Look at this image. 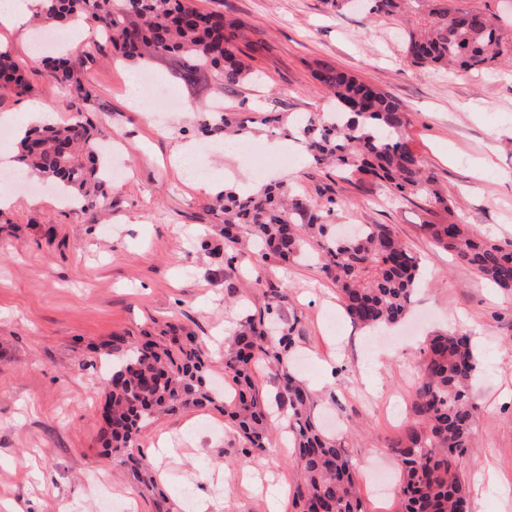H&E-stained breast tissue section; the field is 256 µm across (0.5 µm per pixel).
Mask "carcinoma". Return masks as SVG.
<instances>
[{"mask_svg":"<svg viewBox=\"0 0 512 512\" xmlns=\"http://www.w3.org/2000/svg\"><path fill=\"white\" fill-rule=\"evenodd\" d=\"M366 2L371 14L410 23L404 53L414 66L482 73L499 63L512 64V34L504 35L495 13L452 9L448 0ZM40 20L88 23L136 66L172 58L175 77L186 85L210 73L232 89L252 78L249 60L265 49L262 41L242 43L244 23L206 11L195 0H46ZM81 66V60L67 56L50 60L48 68L52 81L69 89L82 109L94 102V93L82 81ZM314 75L332 94L334 111L308 116L297 128L285 126L282 112L261 110L246 118L236 112H201L196 130L205 139L245 135L249 123L287 134L294 130L310 160L334 169L342 180L370 177L392 196L423 197L452 213V201L410 144L400 103L326 62L316 65ZM30 90L24 61L0 51V94L22 96ZM108 134L106 127L87 119L33 127L19 139L14 162L60 184L82 208L92 209L106 182L102 142ZM339 207L333 198L315 204L292 197L281 183H269L257 194L224 188L214 207L224 214V281L237 275L245 233L262 250L261 259L280 263L303 255L304 243L311 241L353 323L363 328L397 324L409 311L420 279L418 258L387 224H364L352 237H336ZM421 228L435 247L512 293L511 242L491 240L456 222H430ZM256 286L262 306L240 308L237 327L224 347V379L234 389L230 401H222L209 387L205 340L184 326L167 323L158 334L145 333L140 340L112 337L102 351L112 362V384L106 391L109 415L97 432L100 455L128 467L132 480L148 489L156 473L145 455L134 454L146 424L183 409L220 407L236 428L242 454L265 452L275 425L255 382L256 366L263 363L278 381V401L287 411L293 437V512H365L347 449L321 429L315 415L318 400L292 370L298 319L286 315V289L266 288L259 279ZM478 371V354L466 334L437 331L421 348L412 419L391 444L400 471V512H469L457 462L475 432L478 406L472 390Z\"/></svg>","mask_w":512,"mask_h":512,"instance_id":"1","label":"carcinoma"}]
</instances>
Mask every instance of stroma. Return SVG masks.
I'll return each instance as SVG.
<instances>
[{
    "instance_id": "obj_1",
    "label": "stroma",
    "mask_w": 512,
    "mask_h": 512,
    "mask_svg": "<svg viewBox=\"0 0 512 512\" xmlns=\"http://www.w3.org/2000/svg\"><path fill=\"white\" fill-rule=\"evenodd\" d=\"M257 30L268 51L256 54L258 79L224 92L213 79L185 86L170 60L146 71L112 58L92 34L76 51L96 102L87 117L111 128L126 175L108 181L94 212L64 206L57 188H29L15 167L0 164V193L15 203L0 212V512H99L108 494L115 512H155L154 493L134 485L96 448L97 410L105 399L100 345L114 334L141 335L167 322L205 339L210 384L224 382L219 357L238 318V304L258 298L257 283L288 290V315L299 318L297 373L335 398L319 408L339 420V438L358 474L376 464L393 471L392 441L403 432L414 395L425 336L438 329L475 340L481 373L472 447L458 461L471 512H512V294L482 280L433 246L422 225L424 200L389 198L375 182L349 184L315 167L299 143L255 127L253 156H295L270 177L292 194L349 204L348 224H387L418 257L424 278L402 326L373 332L355 326L320 266L299 260L281 266L247 248L235 293L201 241L217 246L224 225L211 210L217 190L253 181L250 159L203 155L211 189L186 184L175 166L197 142L195 113L220 101L229 112L263 107L288 114L325 112L330 96L312 71L322 61L351 71L395 97L407 113L413 148L453 203V219L491 239L512 241V68L491 73L412 66L402 52L399 18L360 7L330 10L324 0H196ZM29 94L0 97V113L26 120L37 100L58 123L76 117L67 88L53 83L44 63H28ZM167 87L185 107L157 124L152 104L128 100L129 78ZM279 141L270 151V141ZM281 429L271 446L246 459L218 411L183 410L145 427L139 444L158 474V490L179 512H292L281 483L296 472L282 451Z\"/></svg>"
}]
</instances>
